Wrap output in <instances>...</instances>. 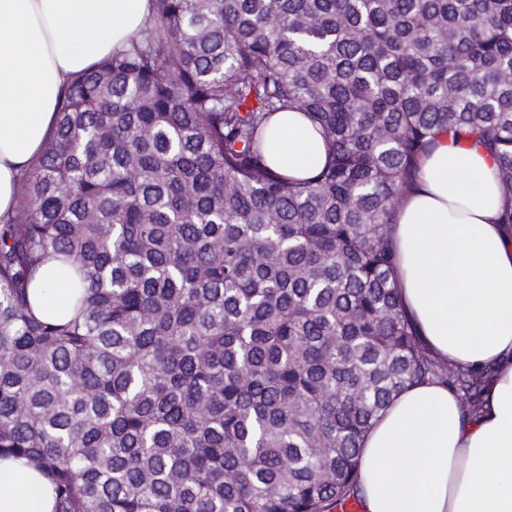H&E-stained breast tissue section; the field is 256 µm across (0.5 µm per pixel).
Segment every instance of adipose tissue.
Instances as JSON below:
<instances>
[{
    "label": "adipose tissue",
    "mask_w": 512,
    "mask_h": 512,
    "mask_svg": "<svg viewBox=\"0 0 512 512\" xmlns=\"http://www.w3.org/2000/svg\"><path fill=\"white\" fill-rule=\"evenodd\" d=\"M151 0H0V221L22 174L48 147L65 86L141 36ZM266 160L293 179L325 164L300 112L273 116ZM488 159L440 140L393 223L403 311L431 355L490 370L480 413L446 384L403 389L365 436V512H512V227ZM51 483L27 460H0V512H54Z\"/></svg>",
    "instance_id": "obj_1"
}]
</instances>
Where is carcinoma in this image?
<instances>
[{
  "mask_svg": "<svg viewBox=\"0 0 512 512\" xmlns=\"http://www.w3.org/2000/svg\"><path fill=\"white\" fill-rule=\"evenodd\" d=\"M76 76L0 224V458L55 512H343L392 397L490 370L403 313L391 227L436 142L491 160L512 226V0H153ZM297 110L328 160L272 170ZM66 268L68 319L28 290Z\"/></svg>",
  "mask_w": 512,
  "mask_h": 512,
  "instance_id": "1",
  "label": "carcinoma"
}]
</instances>
